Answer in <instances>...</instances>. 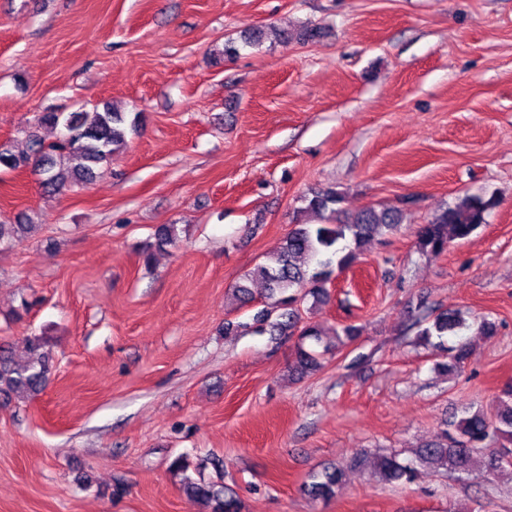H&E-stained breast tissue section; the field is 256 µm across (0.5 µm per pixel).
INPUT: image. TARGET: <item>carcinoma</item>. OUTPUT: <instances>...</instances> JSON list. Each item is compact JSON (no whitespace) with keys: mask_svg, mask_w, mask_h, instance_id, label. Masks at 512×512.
Returning a JSON list of instances; mask_svg holds the SVG:
<instances>
[{"mask_svg":"<svg viewBox=\"0 0 512 512\" xmlns=\"http://www.w3.org/2000/svg\"><path fill=\"white\" fill-rule=\"evenodd\" d=\"M61 126L65 132L48 143L39 129ZM138 117H129L106 103L93 112H71L67 115L46 112L26 131L27 148L14 153L0 151V166L16 171L29 168L41 176V184L50 192H60L72 185L92 181L112 153L129 143V135L137 132ZM301 211L324 219L321 224L298 223L284 237L281 247L266 256L253 276L264 284L268 306L256 315V321H271V327L283 336L300 330L299 344L291 367L303 377L319 367L320 353L308 350L304 342L312 340L329 353L336 348L330 337H343L351 342L359 336L355 326L326 331L312 320L315 304L325 303L327 283L334 271L349 269L374 236L393 231L401 223V209L378 210L367 207L352 216L343 215L342 194L333 188L320 189L304 198ZM496 205L494 197L464 195L417 230V247L423 254L438 255L448 249L454 239H467L485 223L487 212ZM27 224H0V243L16 241L27 233ZM177 241L175 225L165 224L155 233V241L145 251L149 261L155 252H165ZM309 307H303L307 300ZM418 338L434 350L445 354L438 367L454 371L464 367L470 348L463 341L446 345L447 338L471 328L457 311L433 312L415 323ZM28 359L14 363L0 349V402L7 404L13 395L26 392L36 396L50 382L52 356L42 336L27 340ZM433 466L471 477L475 472L491 475L512 467V385L497 398L495 411L471 406L462 417L434 441L416 452L413 462H402L398 454H383L373 462L375 473L385 484H410L418 467ZM174 469L185 473L182 490L188 502L202 505L205 512H240L236 494L221 481L194 479L186 475L188 465L178 459ZM342 472L325 469L312 476L310 494L322 500L335 496Z\"/></svg>","mask_w":512,"mask_h":512,"instance_id":"cac0c4a2","label":"carcinoma"}]
</instances>
